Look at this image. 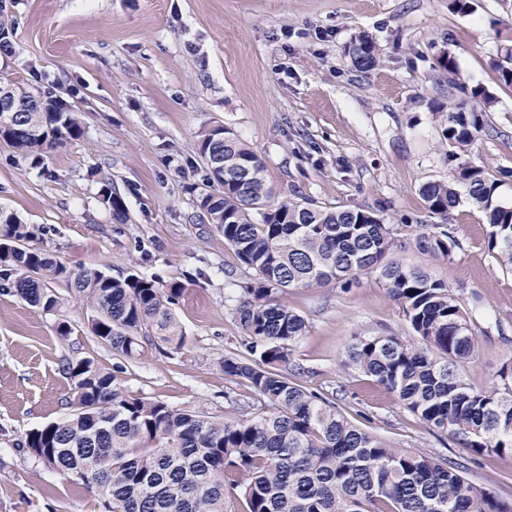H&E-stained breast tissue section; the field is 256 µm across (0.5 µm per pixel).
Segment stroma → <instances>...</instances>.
Wrapping results in <instances>:
<instances>
[{
	"mask_svg": "<svg viewBox=\"0 0 512 512\" xmlns=\"http://www.w3.org/2000/svg\"><path fill=\"white\" fill-rule=\"evenodd\" d=\"M471 3L462 13L453 0H5L12 32L0 75L53 92L79 112L82 134L31 154L0 142V209L38 228L33 246L64 265L101 263L115 276L184 286L174 311L185 345L129 362L126 387L216 416L225 391H247L221 366L244 350L241 294L229 284L243 278V265L196 207L206 183L198 141L212 125L231 128L265 160L278 198L381 211L402 254L429 264L482 332L466 382L502 387L512 358V272L467 193L445 217L420 193L453 171L448 111L480 86L495 103L465 159L496 179L499 202L512 205V88L494 65L512 37V6ZM363 35L378 51L368 71L349 54ZM446 52L455 73L438 63ZM106 181L125 201V223L101 200ZM442 222L455 239L451 254L427 258L416 239ZM54 288L61 304L52 312L0 291V512H101L93 490L18 449L26 434L68 414L63 358L89 356L105 368L115 361L86 331L87 308L65 283ZM286 301L308 326L288 366L297 384L336 395L346 417L391 446L459 456L449 434L430 431L343 363L352 336L415 338L377 276L346 291L295 288ZM61 322L72 329L64 340ZM466 476L512 502L511 453L475 457Z\"/></svg>",
	"mask_w": 512,
	"mask_h": 512,
	"instance_id": "35a3bbf8",
	"label": "stroma"
}]
</instances>
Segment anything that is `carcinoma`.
<instances>
[{
  "label": "carcinoma",
  "mask_w": 512,
  "mask_h": 512,
  "mask_svg": "<svg viewBox=\"0 0 512 512\" xmlns=\"http://www.w3.org/2000/svg\"><path fill=\"white\" fill-rule=\"evenodd\" d=\"M350 54L360 70L377 64L376 47L364 36ZM497 70L512 86V45L501 48ZM0 91L21 107L0 112V139L15 149L38 152L81 136L78 115L55 98L2 77ZM469 99L448 113L445 128L458 164L448 181L426 183L421 195L430 211L446 216L459 202L458 185L465 186L487 218L499 263L512 272V206L497 203V182L485 169L461 160L494 97L476 86ZM198 149L214 164L196 207L250 271L237 282L245 353L223 364L224 375L244 381L250 393H225L229 415L217 418L129 391L126 362L149 345L184 344L173 309L183 286L141 274L114 277L101 264L67 267L31 247L29 225L1 210L0 277L46 312L59 307L53 284L64 282L90 312L87 331L120 358L110 370L92 357L64 358L62 371L73 384L69 416L28 433L19 449L66 481L94 489L106 512H512V503L468 481L466 458L395 448L282 370L307 331L282 301L288 289L351 288L374 274L420 341L354 336L344 364L472 453H512V385L489 392L463 379L460 366L475 357L479 335L448 284L429 265L394 255L391 228L376 210L275 200L264 160L231 129H205ZM100 193L124 222L120 195L108 184ZM451 240L438 226L417 237L416 249L446 257Z\"/></svg>",
  "instance_id": "obj_1"
}]
</instances>
